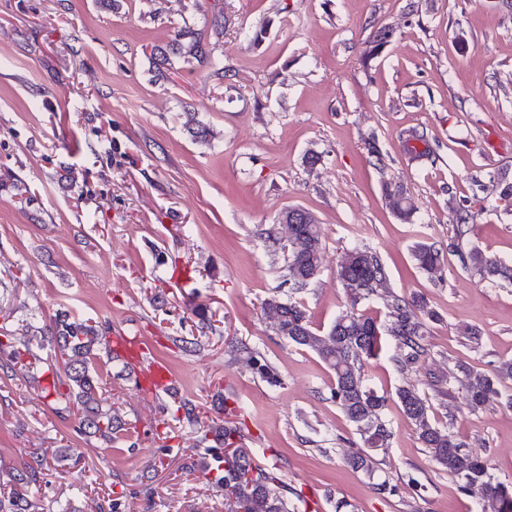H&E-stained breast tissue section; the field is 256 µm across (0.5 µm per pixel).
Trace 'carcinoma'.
<instances>
[{
    "instance_id": "obj_1",
    "label": "carcinoma",
    "mask_w": 512,
    "mask_h": 512,
    "mask_svg": "<svg viewBox=\"0 0 512 512\" xmlns=\"http://www.w3.org/2000/svg\"><path fill=\"white\" fill-rule=\"evenodd\" d=\"M152 55L167 64L170 56L199 68H217L202 36L190 29L174 31L164 47L155 46ZM474 215H460L453 239L447 247L423 243L413 253L419 269L431 276L442 275L447 254L456 255L462 266L489 281H512V266L485 255L473 247L464 252L460 239L469 234ZM288 256L286 267L293 285L302 289L321 271L323 240L320 224L302 218L288 224ZM336 278L346 288L349 308L325 331L311 325L303 304L284 301L277 296L265 300L267 309L277 308L281 319L273 324L275 332L293 344L314 353L331 372L334 383L328 400L335 403L355 427L363 446L347 455V463L371 477L374 473V453L387 450L393 436L386 417L388 397L370 383L366 373L369 359L379 355L383 336L395 338L394 360L403 371L415 366L426 356L427 322L437 319L425 299L392 296L388 320L379 321L358 312V305L380 292L388 290V277L379 256L367 249L345 251L336 267ZM112 341V325L106 321L74 320L67 314H57L50 324L33 328L28 324L14 326L10 314L0 306V379L29 377L37 369L52 375V386L44 389L43 399L55 413L65 415L80 412L75 431L93 437L104 444L116 438L121 419L106 406L108 395L100 381L99 350ZM51 351L43 358L38 351ZM234 352L251 369L276 381L259 352L245 343L234 346ZM512 379V359L501 362L490 372L462 370L464 387L472 411L485 409L495 402L512 407V394L502 395V383ZM403 414L418 431V438L433 461L460 481L461 491L479 499L481 512H512V486L489 472L480 456L468 449L467 443L435 425L429 419L427 398L413 386H401L396 391ZM161 414L194 434L193 447L203 449L207 456L204 474L216 471L214 479L224 485V507L228 512H298L288 502L284 488L274 473L253 463L245 448H232L228 436L241 433L236 424H208L207 411L189 399L174 405H161ZM45 458L40 449L29 454V461L7 473L0 485V512H38L35 496L44 481Z\"/></svg>"
}]
</instances>
